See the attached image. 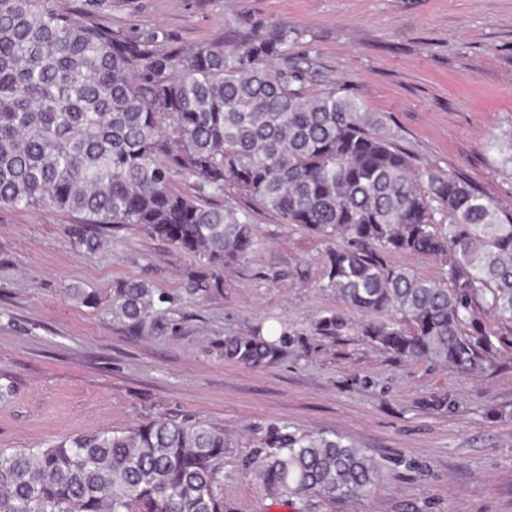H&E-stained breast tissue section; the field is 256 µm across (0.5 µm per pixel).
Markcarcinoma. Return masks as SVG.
<instances>
[{"label":"carcinoma","instance_id":"cac0c4a2","mask_svg":"<svg viewBox=\"0 0 512 512\" xmlns=\"http://www.w3.org/2000/svg\"><path fill=\"white\" fill-rule=\"evenodd\" d=\"M286 24L247 21L232 40L189 46L127 37L59 0H0V207L77 216L75 244L131 226L191 254L195 294L262 243L267 212L325 240L323 287L371 318L366 343L402 361L469 375L500 366L512 324V213L453 171L418 166L382 121L307 61ZM236 194L239 209L224 204ZM440 262L426 279L389 260ZM148 281L112 284V315L134 328L164 309ZM337 312L318 330L338 336ZM257 330L225 343L248 366L278 349ZM248 467L275 497L366 496L378 468L340 437L275 430ZM224 433L150 419L46 448L0 449V512H224Z\"/></svg>","mask_w":512,"mask_h":512}]
</instances>
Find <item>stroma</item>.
I'll return each mask as SVG.
<instances>
[{
    "mask_svg": "<svg viewBox=\"0 0 512 512\" xmlns=\"http://www.w3.org/2000/svg\"><path fill=\"white\" fill-rule=\"evenodd\" d=\"M129 37L185 45L233 38L246 18L296 28L420 165L457 172L512 211V170L491 146L512 131V0H77ZM262 248L190 294L191 255L126 228L89 254L79 220L0 209V448L188 417L224 433L225 512H512V349L481 377L400 362L358 337L365 312L324 288L329 242L253 215ZM144 278L166 317L130 332L113 318L114 280ZM97 294L91 307L68 291ZM341 312L336 337L316 332ZM279 319L278 355L251 367L225 343ZM340 436L379 466L369 496L284 501L244 474L269 432Z\"/></svg>",
    "mask_w": 512,
    "mask_h": 512,
    "instance_id": "1",
    "label": "stroma"
}]
</instances>
